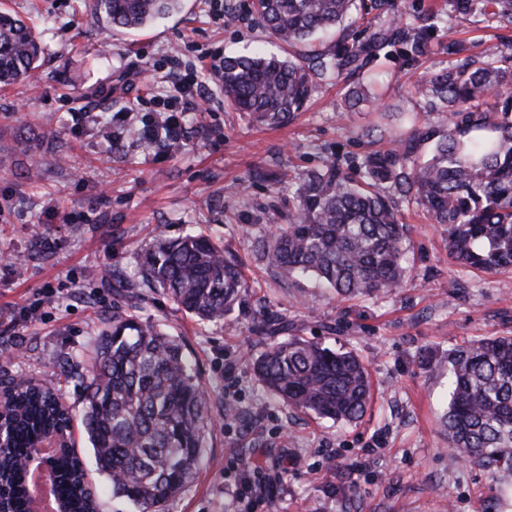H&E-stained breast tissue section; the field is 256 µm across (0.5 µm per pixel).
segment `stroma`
Returning a JSON list of instances; mask_svg holds the SVG:
<instances>
[{"label":"stroma","instance_id":"obj_1","mask_svg":"<svg viewBox=\"0 0 512 512\" xmlns=\"http://www.w3.org/2000/svg\"><path fill=\"white\" fill-rule=\"evenodd\" d=\"M223 3L219 13L212 0H182L178 13L131 32L105 29L90 0H0L43 47L35 77L0 89V373L50 384L82 409L94 336L114 311L134 314L183 338L209 395L204 462L167 512H512V472L454 459L441 424L448 378L433 367L470 341L512 335V268L462 270L445 226L404 200L408 275L387 294L344 299L281 277L252 250L287 223L289 195L325 160L359 178L364 155L386 149L407 118L438 124L409 91L420 72L447 66V54L412 67L381 61L367 100L352 109L345 80L321 85L281 126L235 112L207 72V111L185 113L181 141L143 150L122 113L134 105L138 119L158 118L174 92L169 56L188 67L259 47L287 57L250 0ZM499 36L457 20L436 40L466 41L477 54ZM160 230L205 233L243 263L249 288L225 320H197L161 289L137 288ZM116 272L133 291L117 292ZM33 304L37 316L24 317ZM271 315L295 335L360 355L373 396L359 422L318 420L262 391L251 362ZM228 399L236 416L224 414ZM255 489L272 494L270 507L253 506Z\"/></svg>","mask_w":512,"mask_h":512}]
</instances>
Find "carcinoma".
I'll return each mask as SVG.
<instances>
[{"label":"carcinoma","instance_id":"cac0c4a2","mask_svg":"<svg viewBox=\"0 0 512 512\" xmlns=\"http://www.w3.org/2000/svg\"><path fill=\"white\" fill-rule=\"evenodd\" d=\"M354 0H253L270 36L291 57L224 58L214 75L224 100L249 119L279 124L304 110L315 83L354 77L381 59L418 62L432 53L442 18H403L394 0H370L380 23H346ZM180 0H93L97 21L139 29L177 12ZM512 29V0H450L448 20ZM443 49L448 66L421 74L411 95L436 125H412L393 147L366 155L356 183L329 160L298 189L289 223L254 242L279 275L313 278L340 296L390 292L405 279L407 227L396 198L424 207L448 230L460 266L486 273L512 266V38L478 55L463 42ZM40 43L18 14L0 10V88L31 78ZM393 193L388 194L383 185ZM138 287L161 288L187 313L222 321L246 294L238 260L201 233L157 232ZM81 426L95 470L136 512H166L192 484L211 423L207 393L181 340L150 321L112 315L86 357ZM261 387L306 416L357 422L367 411L368 370L352 350L301 336L267 345L253 362ZM444 415L454 457L512 471V336L479 339L448 359ZM72 416L51 386L0 376V484L7 512H29L23 463L50 434L69 437ZM53 481L62 512H102L84 456L57 449Z\"/></svg>","mask_w":512,"mask_h":512}]
</instances>
